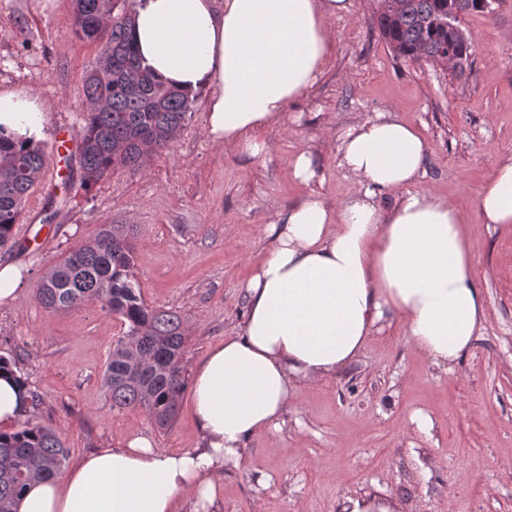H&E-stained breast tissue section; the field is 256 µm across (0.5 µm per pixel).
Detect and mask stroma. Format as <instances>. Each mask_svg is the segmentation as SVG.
<instances>
[{"mask_svg":"<svg viewBox=\"0 0 512 512\" xmlns=\"http://www.w3.org/2000/svg\"><path fill=\"white\" fill-rule=\"evenodd\" d=\"M331 23L335 53L316 88L289 106L268 149L245 159L207 137L203 103L176 139L143 170H119L91 192L79 184L76 143L87 104L83 79L100 43L74 33L72 6L48 17L23 0H0V90L27 88L45 103L52 181H37L17 239L0 265L25 270L17 303L0 305V354L41 397L37 421L62 437L69 459L144 436L156 448L196 447L187 399L171 427L139 408H112L101 376L121 319L99 303L55 312L35 297L41 276L70 246L106 224L135 227V277L145 304L180 315L184 364L235 335L241 285L265 253L274 214L305 196L286 159L312 151L335 205L356 191L338 165L349 125L390 110L427 141L417 190L457 203L486 320L453 368L433 365L407 331L382 327L342 373L295 391L281 430L249 438L240 467L224 471L221 512H336L341 498L388 495L400 512H512V224L482 223L478 193L497 163L512 158V0L463 18L473 55L460 74L394 58L374 24L376 0H351ZM70 140L60 143V130Z\"/></svg>","mask_w":512,"mask_h":512,"instance_id":"stroma-1","label":"stroma"}]
</instances>
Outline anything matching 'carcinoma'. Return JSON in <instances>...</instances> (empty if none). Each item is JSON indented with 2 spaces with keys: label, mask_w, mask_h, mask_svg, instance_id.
I'll return each mask as SVG.
<instances>
[{
  "label": "carcinoma",
  "mask_w": 512,
  "mask_h": 512,
  "mask_svg": "<svg viewBox=\"0 0 512 512\" xmlns=\"http://www.w3.org/2000/svg\"><path fill=\"white\" fill-rule=\"evenodd\" d=\"M493 0H379L377 25L394 57L425 59L463 72L472 55L461 17L492 11ZM137 0H73L75 34L104 41L84 80L87 110L77 144L87 192L119 168L139 169L165 149L189 120L196 97L159 83L137 58L129 33ZM47 163L39 146L0 135V249L17 245V224ZM131 224H105L98 235L70 250L40 280L39 303L52 311L99 302L127 330L112 344L102 386L112 407L141 408L158 428L175 419L187 380L182 318L149 308L135 278ZM67 451L55 429L25 418L0 432V512H17L18 498L35 478L57 475Z\"/></svg>",
  "instance_id": "cac0c4a2"
}]
</instances>
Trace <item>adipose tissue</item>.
Masks as SVG:
<instances>
[{"label":"adipose tissue","instance_id":"obj_1","mask_svg":"<svg viewBox=\"0 0 512 512\" xmlns=\"http://www.w3.org/2000/svg\"><path fill=\"white\" fill-rule=\"evenodd\" d=\"M351 0H138L131 39L160 83L205 92L212 144L256 157L264 132L318 83L333 53L329 23ZM0 135H47L30 89L0 92ZM427 143L393 112L348 126L338 164L358 189L342 206L319 192L277 211L271 243L243 283L239 332L196 365L190 410L197 447L162 452L142 436L88 452L59 478L31 483L18 512H219L224 470L247 440L279 428L300 384L355 362L378 324H402L434 365L471 349L485 321L459 208L415 190ZM394 193L391 205L382 196ZM484 223L512 224V159L478 197ZM30 408L18 375L0 373V431Z\"/></svg>","mask_w":512,"mask_h":512}]
</instances>
